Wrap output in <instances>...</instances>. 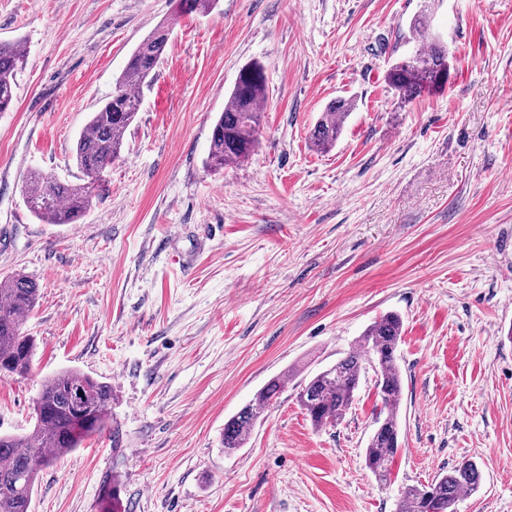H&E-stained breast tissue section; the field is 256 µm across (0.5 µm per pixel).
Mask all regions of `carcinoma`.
<instances>
[{
  "instance_id": "obj_1",
  "label": "carcinoma",
  "mask_w": 512,
  "mask_h": 512,
  "mask_svg": "<svg viewBox=\"0 0 512 512\" xmlns=\"http://www.w3.org/2000/svg\"><path fill=\"white\" fill-rule=\"evenodd\" d=\"M215 2L177 0V8L181 14H203ZM409 31L422 36L423 46L402 56L387 72L388 83L403 103L443 87L449 74L448 48L431 35L428 16L423 12L415 15ZM168 40L162 26L144 38L130 55L112 96L91 113L74 148L81 182L61 181L39 172L27 176L22 197L37 219L48 224H73L90 207L102 182L101 173L119 157L125 132L139 110L136 91L152 77ZM26 61L19 43L0 42V112L12 108L17 76ZM264 99L263 68H244L212 128L209 168L238 165L254 154ZM352 108L350 100L332 102L311 130L313 146L319 150L332 147ZM38 296V284L25 276L0 281V376L25 378L32 371L35 340L26 333L25 321ZM402 333L400 316H381L364 331L356 349L311 377L299 396L314 428L334 427L352 410L362 379L368 372L374 373L385 416L376 418L364 459L366 468L383 485L390 481L391 465L400 445L402 374L397 350ZM287 377L284 373L268 381L252 401L224 423V451L247 445L264 410L287 386ZM111 407V387L84 372L69 370L43 380L33 400L32 430L25 435L0 433V512H29L38 473L72 455L86 438L102 433ZM481 479L477 464L461 462L428 485L405 488L398 512H457L462 496L476 492ZM99 512H121L117 484L103 485Z\"/></svg>"
}]
</instances>
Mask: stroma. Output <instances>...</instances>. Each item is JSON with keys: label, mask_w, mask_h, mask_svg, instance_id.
Instances as JSON below:
<instances>
[{"label": "stroma", "mask_w": 512, "mask_h": 512, "mask_svg": "<svg viewBox=\"0 0 512 512\" xmlns=\"http://www.w3.org/2000/svg\"><path fill=\"white\" fill-rule=\"evenodd\" d=\"M448 46L438 90L399 103L386 80L420 11ZM106 187L74 224L23 203L34 170L80 176L76 137L158 26ZM0 41L27 54L0 114V279L40 296L33 372L0 378V431H30L41 381L76 369L112 387L110 432L43 469L30 512H396L404 488L466 460L458 512H512V0H0ZM266 72L254 155L211 171V130L240 71ZM354 103L335 147L310 131ZM403 321L401 449L379 485L364 449L373 377L336 426L299 402L376 319ZM289 374L248 444L224 423Z\"/></svg>", "instance_id": "1"}]
</instances>
